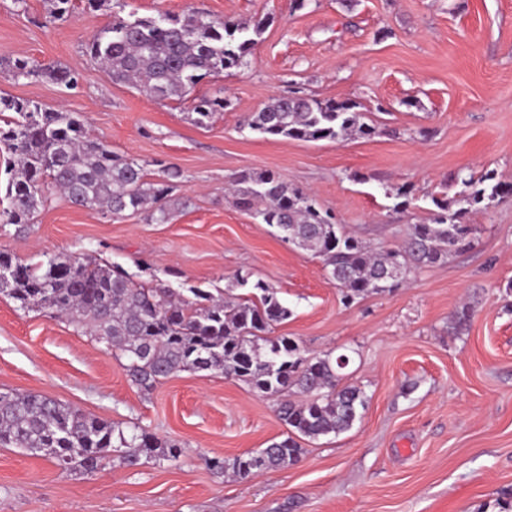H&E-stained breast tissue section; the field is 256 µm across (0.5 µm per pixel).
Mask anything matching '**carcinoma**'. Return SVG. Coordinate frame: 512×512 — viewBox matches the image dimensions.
Instances as JSON below:
<instances>
[{"label": "carcinoma", "instance_id": "cac0c4a2", "mask_svg": "<svg viewBox=\"0 0 512 512\" xmlns=\"http://www.w3.org/2000/svg\"><path fill=\"white\" fill-rule=\"evenodd\" d=\"M264 29L194 15L183 19L112 16V21L86 44V53L114 83L133 85L154 100L182 99L205 76L242 65ZM14 80L44 76L66 88L81 74L67 67H43L27 59L9 62ZM222 97L193 102L191 121L206 126L224 108ZM0 144L16 158L18 176L6 189L9 206L0 212L3 224H29L47 201L51 185L75 206L114 215L149 212L157 224L169 220L173 181L179 171L160 161L148 178L146 164L112 152L88 134L75 112L51 110L30 99L0 97ZM246 126L262 135L303 141L339 140L355 132L377 133L354 102L314 96H279ZM462 186L450 211L446 199H432L437 211L429 222L410 225L397 248L374 247L347 235L329 212L321 211L304 190L272 170L242 172L231 182L238 207L277 228L280 238L323 260L328 280L350 302L373 293L390 292L406 280L383 278L401 262L405 276L444 263L471 243L476 232L461 218L487 211L512 195V185L459 173ZM234 286L249 290L242 301L216 297L200 288L185 297L160 281L135 279L118 264L92 258L53 255L22 262L0 252V293L24 310L49 311L86 330L106 349L120 353L129 381L150 390L182 371L220 372L263 397L278 399L279 419L288 427L282 439L227 461L208 457L217 474L239 479L285 469L295 464L300 440H318L353 427L366 405L362 389L340 385L342 367L332 353L310 355L275 327L291 316L278 290L251 274L239 272ZM0 447L23 448L49 455L59 465L92 474L111 458L128 467L145 461L175 463L182 448L136 426L125 432L111 421L35 393H0Z\"/></svg>", "mask_w": 512, "mask_h": 512}]
</instances>
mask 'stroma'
I'll list each match as a JSON object with an SVG mask.
<instances>
[{"label":"stroma","instance_id":"obj_1","mask_svg":"<svg viewBox=\"0 0 512 512\" xmlns=\"http://www.w3.org/2000/svg\"><path fill=\"white\" fill-rule=\"evenodd\" d=\"M50 9L0 0V55L71 67L82 80L68 89L0 69V95L81 113L113 152L176 166L179 205L156 224L55 193L30 226L0 223V251L102 258L133 274L145 257L155 279L178 268L179 291L222 290L251 272L292 311L276 335L311 354L349 355L343 381L362 388L367 407L350 430L302 440L295 465L217 475L205 457L229 460L286 434L274 400L210 372L142 392L83 329L0 293V392L43 394L183 449L174 465L114 461L85 474L0 448V512H512V196L464 216L477 227L468 250L346 304L320 258L282 242L227 190L241 171H275L348 233L394 247L429 220L433 198L456 195L458 172L512 183V0H307L300 10L293 0H107L97 10L73 0L56 21ZM132 12L271 22L239 68L194 88L230 102L199 127L190 101L112 83L86 56L113 15ZM283 95L357 103L378 132L307 142L245 126ZM465 306L459 332L453 318Z\"/></svg>","mask_w":512,"mask_h":512}]
</instances>
